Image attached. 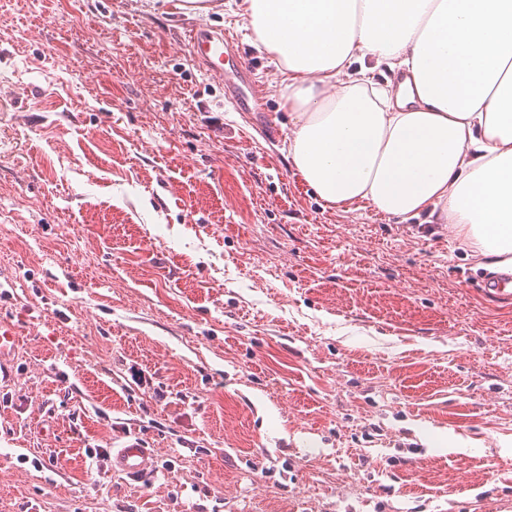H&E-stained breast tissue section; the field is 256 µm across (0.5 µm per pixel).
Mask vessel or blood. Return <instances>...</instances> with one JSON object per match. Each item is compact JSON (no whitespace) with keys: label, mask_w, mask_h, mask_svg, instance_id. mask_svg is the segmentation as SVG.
Returning a JSON list of instances; mask_svg holds the SVG:
<instances>
[{"label":"vessel or blood","mask_w":512,"mask_h":512,"mask_svg":"<svg viewBox=\"0 0 512 512\" xmlns=\"http://www.w3.org/2000/svg\"><path fill=\"white\" fill-rule=\"evenodd\" d=\"M190 49L207 72L223 77L224 95L238 110L263 111V98L257 87L248 81L245 64H236L234 78L226 76L224 62L233 56L229 40L224 39L221 34L200 27L191 35ZM154 461L151 451L136 440L129 441L112 457L113 467L133 478L147 476L154 467Z\"/></svg>","instance_id":"1"}]
</instances>
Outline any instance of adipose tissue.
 I'll use <instances>...</instances> for the list:
<instances>
[{
	"mask_svg": "<svg viewBox=\"0 0 512 512\" xmlns=\"http://www.w3.org/2000/svg\"><path fill=\"white\" fill-rule=\"evenodd\" d=\"M242 5L283 75L287 158L319 199L453 225L512 270V0Z\"/></svg>",
	"mask_w": 512,
	"mask_h": 512,
	"instance_id": "adipose-tissue-1",
	"label": "adipose tissue"
}]
</instances>
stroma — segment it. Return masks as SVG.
<instances>
[{
  "mask_svg": "<svg viewBox=\"0 0 512 512\" xmlns=\"http://www.w3.org/2000/svg\"><path fill=\"white\" fill-rule=\"evenodd\" d=\"M203 3L0 0V512H512V303L452 225L325 207L241 0ZM190 49L194 56L202 62L206 71L219 77H224V95L240 112L265 111L263 98L252 82H249L245 73L248 71L245 63L239 61L234 68L239 83L227 76L224 61L229 63L233 56V47L224 34L212 32L199 26L191 35ZM422 437L429 448H437L443 454L463 453L469 446L467 439L449 429L427 431ZM155 457L145 446L137 441H129L117 453H112V468L118 469L132 478L147 476L154 467Z\"/></svg>",
  "mask_w": 512,
  "mask_h": 512,
  "instance_id": "1",
  "label": "stroma"
}]
</instances>
